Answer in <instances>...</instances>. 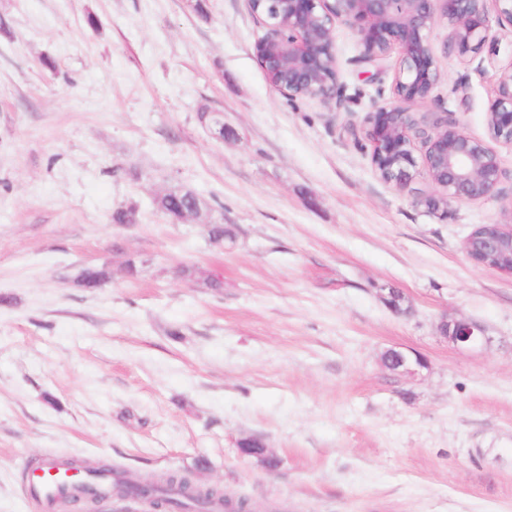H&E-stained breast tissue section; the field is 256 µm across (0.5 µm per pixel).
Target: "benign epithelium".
<instances>
[{"mask_svg":"<svg viewBox=\"0 0 512 512\" xmlns=\"http://www.w3.org/2000/svg\"><path fill=\"white\" fill-rule=\"evenodd\" d=\"M281 12L271 19L260 13L265 34L255 52L270 85L290 97L302 91L325 102L339 98L338 69L331 76H318L328 56L337 58L335 30L349 26L358 37L357 62L376 67L389 52H400L395 83L397 102L378 105L367 113L365 135L371 146V161L381 178L407 184L416 166L415 141L424 147L422 167L435 195L422 200L435 203L470 202L500 194L505 172L497 154L487 145L465 135L448 115L419 120L414 106L430 100L441 80L436 51L429 39L432 27L445 21L451 28L452 47L461 56L492 46L488 4L497 20L512 26V0H279ZM511 77L496 79L489 106V136L512 143V63L505 69ZM493 233L472 231L465 250L478 265L512 275V225L497 224ZM446 339L461 349L486 339L479 323L458 318L442 322ZM396 366L410 373L424 366L417 356L394 350Z\"/></svg>","mask_w":512,"mask_h":512,"instance_id":"1","label":"benign epithelium"}]
</instances>
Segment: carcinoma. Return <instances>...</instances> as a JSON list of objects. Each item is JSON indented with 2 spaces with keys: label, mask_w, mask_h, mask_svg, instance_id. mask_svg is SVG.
<instances>
[{
  "label": "carcinoma",
  "mask_w": 512,
  "mask_h": 512,
  "mask_svg": "<svg viewBox=\"0 0 512 512\" xmlns=\"http://www.w3.org/2000/svg\"><path fill=\"white\" fill-rule=\"evenodd\" d=\"M158 212L173 223H182L196 216L202 209V200L191 190H174L155 198ZM111 277L109 271L91 267L82 270L80 282L87 288H99ZM149 497L162 512H250L249 504L240 499L234 501L224 491L212 484L192 481L185 476L170 475L148 485ZM133 488L108 466L88 467L84 482L74 484L59 494L53 505L62 506L67 500L100 499L107 495L124 496Z\"/></svg>",
  "instance_id": "cac0c4a2"
}]
</instances>
